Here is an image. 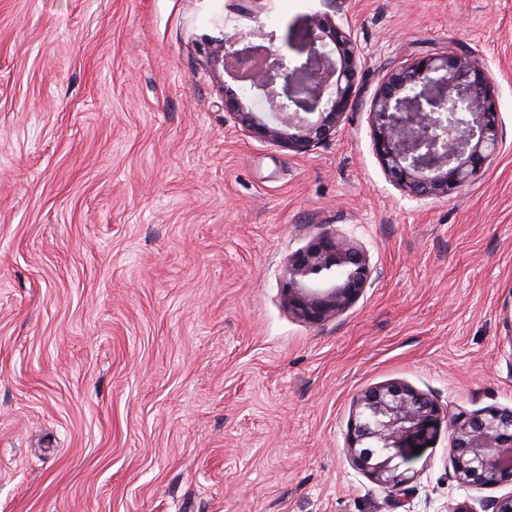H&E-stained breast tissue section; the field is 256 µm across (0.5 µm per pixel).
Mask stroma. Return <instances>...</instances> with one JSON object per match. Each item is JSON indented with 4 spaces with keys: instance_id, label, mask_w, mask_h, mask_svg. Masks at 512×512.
<instances>
[{
    "instance_id": "35a3bbf8",
    "label": "stroma",
    "mask_w": 512,
    "mask_h": 512,
    "mask_svg": "<svg viewBox=\"0 0 512 512\" xmlns=\"http://www.w3.org/2000/svg\"><path fill=\"white\" fill-rule=\"evenodd\" d=\"M361 105L304 154L224 110L209 51L285 34L324 0H0V512H448L441 428L380 487L353 401L401 382L444 410L512 408V0H345ZM469 47L502 146L411 200L379 165L390 64ZM336 233L375 268L319 325L282 300L289 254Z\"/></svg>"
}]
</instances>
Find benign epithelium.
<instances>
[{"instance_id":"benign-epithelium-1","label":"benign epithelium","mask_w":512,"mask_h":512,"mask_svg":"<svg viewBox=\"0 0 512 512\" xmlns=\"http://www.w3.org/2000/svg\"><path fill=\"white\" fill-rule=\"evenodd\" d=\"M308 19L297 54L276 46L277 34L240 32L210 50L240 89L224 86V108L254 138L304 154L339 135L359 103L360 50L340 0ZM259 101L261 111L243 98ZM374 153L392 182L417 201L448 197L469 185L497 154L499 113L494 87L478 54L467 47L394 62L368 112ZM370 255L344 236L321 235L288 256L282 269L284 302L296 318L320 324L350 308L370 284ZM451 429L454 479L478 488L512 485V409L455 415L432 397L400 382L367 389L354 402L347 454L384 488L408 482L404 465L415 448ZM448 512H512V492L462 502Z\"/></svg>"}]
</instances>
